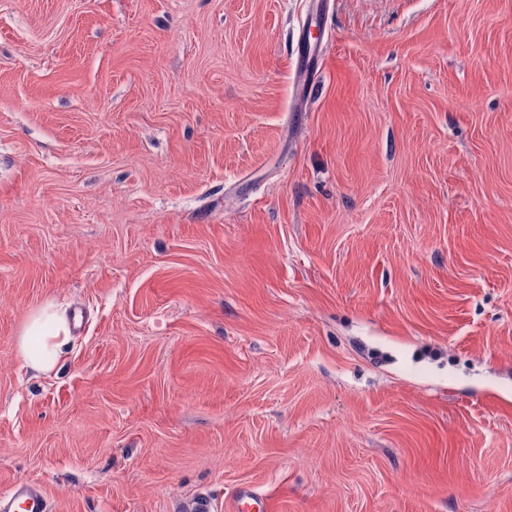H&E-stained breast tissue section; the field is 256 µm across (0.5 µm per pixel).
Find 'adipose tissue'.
Returning a JSON list of instances; mask_svg holds the SVG:
<instances>
[{
	"label": "adipose tissue",
	"mask_w": 512,
	"mask_h": 512,
	"mask_svg": "<svg viewBox=\"0 0 512 512\" xmlns=\"http://www.w3.org/2000/svg\"><path fill=\"white\" fill-rule=\"evenodd\" d=\"M69 335L67 317L53 305H44L28 316L18 339L19 353L31 369L50 372Z\"/></svg>",
	"instance_id": "ef3b65f1"
}]
</instances>
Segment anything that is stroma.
Returning <instances> with one entry per match:
<instances>
[{"label": "stroma", "mask_w": 512, "mask_h": 512, "mask_svg": "<svg viewBox=\"0 0 512 512\" xmlns=\"http://www.w3.org/2000/svg\"><path fill=\"white\" fill-rule=\"evenodd\" d=\"M314 8L0 0V498L512 512V0ZM313 22V16H311L309 23L305 22L302 25V32L300 33L299 39H298V50H297V60H296V67L300 73L301 79L305 82L307 79L308 73L313 70L317 69L319 65L318 60V52L316 48V43H311L309 38L304 37V31L306 27H311ZM69 335L67 317L52 304H46L28 316L18 339L19 353L28 367L48 373ZM5 507L2 508V504ZM1 504V510L7 512H51L44 491L25 479L16 480L7 500Z\"/></svg>", "instance_id": "35a3bbf8"}]
</instances>
